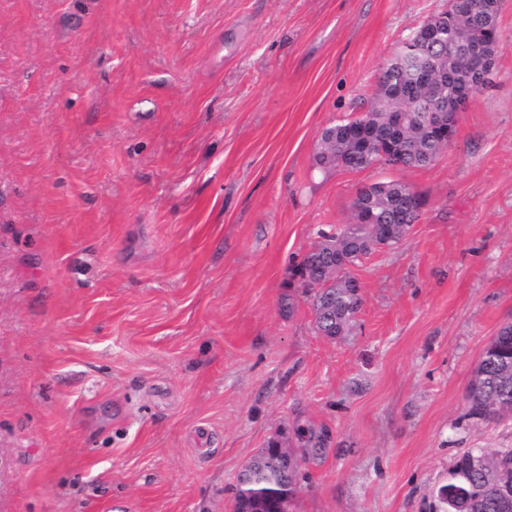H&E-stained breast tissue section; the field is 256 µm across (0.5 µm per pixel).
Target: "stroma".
Wrapping results in <instances>:
<instances>
[{"mask_svg": "<svg viewBox=\"0 0 512 512\" xmlns=\"http://www.w3.org/2000/svg\"><path fill=\"white\" fill-rule=\"evenodd\" d=\"M448 0H0V512H233L323 428L290 512H439L512 448L472 371L512 322V0L489 86L422 168L324 170L322 130ZM425 205L319 334L291 270L362 186Z\"/></svg>", "mask_w": 512, "mask_h": 512, "instance_id": "35a3bbf8", "label": "stroma"}]
</instances>
